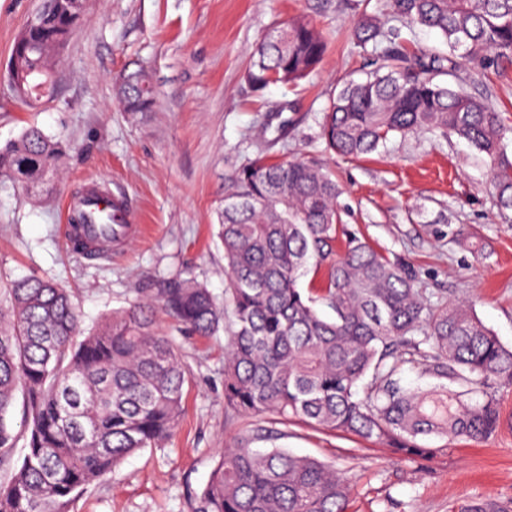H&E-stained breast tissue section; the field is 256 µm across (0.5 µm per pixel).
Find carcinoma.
<instances>
[{
	"instance_id": "1",
	"label": "carcinoma",
	"mask_w": 512,
	"mask_h": 512,
	"mask_svg": "<svg viewBox=\"0 0 512 512\" xmlns=\"http://www.w3.org/2000/svg\"><path fill=\"white\" fill-rule=\"evenodd\" d=\"M44 0L42 18L16 37L10 58L55 77L84 0ZM409 28H427L448 47L409 50L401 29L362 11L354 47L369 57L361 79L340 80L323 115L326 151L357 158L389 137L455 136L483 154L500 215L512 218V124L461 83L462 60L512 59V0H389ZM327 50L305 17L279 24L258 43L246 75L257 91L297 86ZM125 111H153L148 72L124 75ZM62 142L26 128L0 147V175L29 187L57 175ZM340 189L323 164L260 156L226 182L218 212L225 306L192 278L112 312L84 332L66 289L31 276L0 290V512H68L84 489L127 456L173 436L191 371L159 329L161 306L191 332L224 330V405L254 419L219 452L188 512H349V481L327 463L283 449L255 450L286 427L318 429L389 444L403 456L436 452L425 436L478 441L500 425L498 392L512 386V347L463 302L433 304L399 262L354 237L336 251ZM313 268L321 286L304 294ZM332 311L323 316L318 306ZM428 377L425 390L403 374ZM22 406V431L8 416ZM22 451H17V448Z\"/></svg>"
}]
</instances>
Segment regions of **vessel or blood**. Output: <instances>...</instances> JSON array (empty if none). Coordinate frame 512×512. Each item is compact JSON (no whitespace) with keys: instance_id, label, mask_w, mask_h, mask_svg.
Masks as SVG:
<instances>
[{"instance_id":"obj_1","label":"vessel or blood","mask_w":512,"mask_h":512,"mask_svg":"<svg viewBox=\"0 0 512 512\" xmlns=\"http://www.w3.org/2000/svg\"><path fill=\"white\" fill-rule=\"evenodd\" d=\"M104 194L96 184H89L79 203H68V210L82 209L94 217L87 224H67L63 227L66 241L81 240L86 245L112 251L114 243L124 240L138 231L137 225L126 223L125 209L121 197H114L110 205H103Z\"/></svg>"}]
</instances>
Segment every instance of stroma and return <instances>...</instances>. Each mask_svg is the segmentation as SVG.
<instances>
[{"label":"stroma","mask_w":512,"mask_h":512,"mask_svg":"<svg viewBox=\"0 0 512 512\" xmlns=\"http://www.w3.org/2000/svg\"><path fill=\"white\" fill-rule=\"evenodd\" d=\"M43 0H0V64ZM359 0H85L60 54L53 98L36 107L0 82V146L37 125L67 151L52 191L0 179V275L36 276L67 288L83 328L111 310L191 277L223 301L224 249L215 211L227 176L257 156L327 162L341 188L346 233L414 272L432 301L470 302L512 346V223L487 183L484 155L464 141L394 136L360 159L329 157L323 112L338 81L360 78L364 58L349 31ZM308 15L329 49L297 88L257 93L245 76L264 35ZM147 70L153 111L133 115L115 97L116 77ZM458 77L491 108L512 114V60L490 69L462 62ZM94 182L121 192L140 231L111 257L89 259L65 241V201ZM192 370L175 436L128 456L80 493L70 512H188L220 448L249 428L224 407V338L193 336L167 314ZM502 423L479 442L429 437L433 456L407 459L386 443L290 424L278 447L333 465L351 481L352 512H456L469 501L512 506V390L500 391Z\"/></svg>","instance_id":"35a3bbf8"}]
</instances>
